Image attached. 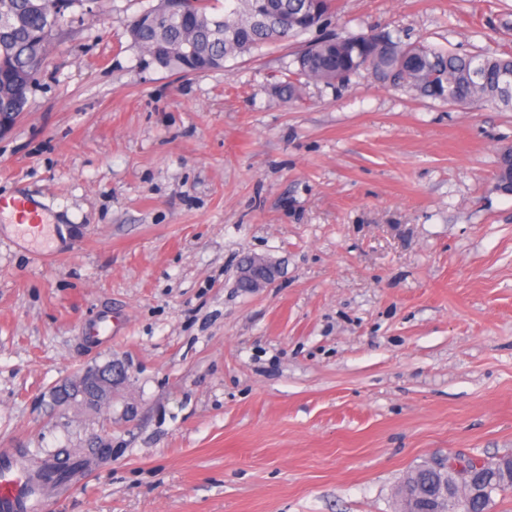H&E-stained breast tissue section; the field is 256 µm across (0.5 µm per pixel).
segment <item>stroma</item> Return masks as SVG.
Instances as JSON below:
<instances>
[{
    "label": "stroma",
    "mask_w": 512,
    "mask_h": 512,
    "mask_svg": "<svg viewBox=\"0 0 512 512\" xmlns=\"http://www.w3.org/2000/svg\"><path fill=\"white\" fill-rule=\"evenodd\" d=\"M153 2L67 10L0 135V196L49 216L24 237L0 212V448L112 449L36 512H398L424 462L512 455V111L365 72L274 91L308 42L373 27L512 52V0H337L183 76L128 34ZM247 256L272 284L238 287ZM105 315L111 342H88ZM113 361L111 407L51 405ZM511 167L512 147L503 149L499 154L498 169L496 173V187L504 193L511 195Z\"/></svg>",
    "instance_id": "35a3bbf8"
}]
</instances>
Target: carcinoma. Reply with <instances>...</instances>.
I'll list each match as a JSON object with an SVG mask.
<instances>
[{"label": "carcinoma", "mask_w": 512, "mask_h": 512, "mask_svg": "<svg viewBox=\"0 0 512 512\" xmlns=\"http://www.w3.org/2000/svg\"><path fill=\"white\" fill-rule=\"evenodd\" d=\"M224 5H219V2ZM50 0H0V113L24 111L28 96L19 93L17 78L32 69L45 53L49 39L64 15L53 14ZM336 10V0H190L189 11L172 14L166 0L144 9L129 25L133 43L157 66L175 72L210 71L214 61L226 62L273 43L287 42L324 26ZM296 78L276 85L288 101L299 98L300 79L327 85L344 84L362 70L382 86L409 87L422 96L457 99L468 105L486 100L512 110V95L503 88L511 79L512 54L460 55L406 42L386 30H372L347 38H322L309 42L292 60ZM496 187L512 193V147L499 154ZM70 403L99 410L111 400L89 390L72 396ZM112 453L99 440L80 452L60 448L45 456L38 476L54 486L71 482L86 462ZM480 483L470 486L444 471L424 465L399 488L402 512H413L419 498L434 496L435 512H453L443 486L451 495L469 499L471 512H486L493 495L512 485L502 484V467L470 466Z\"/></svg>", "instance_id": "cac0c4a2"}]
</instances>
